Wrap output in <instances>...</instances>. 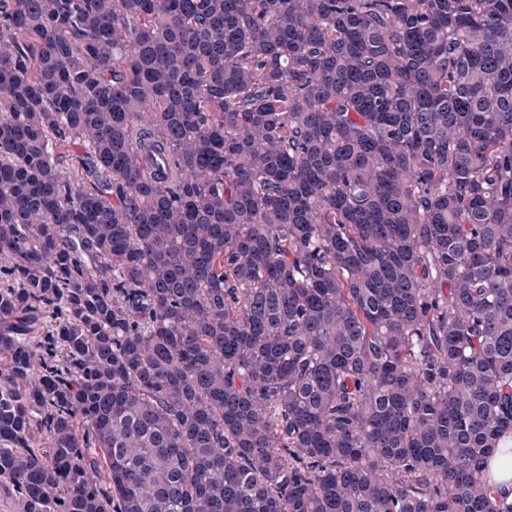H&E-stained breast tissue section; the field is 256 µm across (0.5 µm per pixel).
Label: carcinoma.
<instances>
[{
    "label": "carcinoma",
    "instance_id": "obj_1",
    "mask_svg": "<svg viewBox=\"0 0 512 512\" xmlns=\"http://www.w3.org/2000/svg\"><path fill=\"white\" fill-rule=\"evenodd\" d=\"M512 0H0L16 512H512ZM508 449L510 455L502 456ZM488 478L490 483L512 497V448H496L489 461Z\"/></svg>",
    "mask_w": 512,
    "mask_h": 512
}]
</instances>
